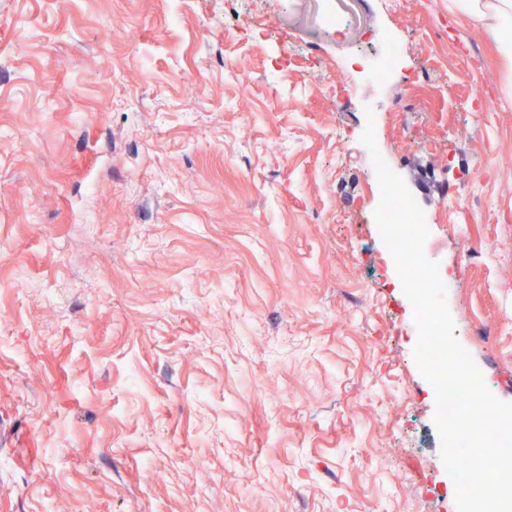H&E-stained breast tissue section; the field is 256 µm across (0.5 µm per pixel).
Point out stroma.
Masks as SVG:
<instances>
[{
    "mask_svg": "<svg viewBox=\"0 0 512 512\" xmlns=\"http://www.w3.org/2000/svg\"><path fill=\"white\" fill-rule=\"evenodd\" d=\"M376 33L402 52L380 86ZM504 76L448 0H245L231 29L224 0H0V512H458L356 135L512 402Z\"/></svg>",
    "mask_w": 512,
    "mask_h": 512,
    "instance_id": "stroma-1",
    "label": "stroma"
}]
</instances>
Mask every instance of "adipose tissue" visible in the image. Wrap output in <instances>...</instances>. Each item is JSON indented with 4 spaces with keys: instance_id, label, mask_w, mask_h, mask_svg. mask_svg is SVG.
Here are the masks:
<instances>
[{
    "instance_id": "obj_1",
    "label": "adipose tissue",
    "mask_w": 512,
    "mask_h": 512,
    "mask_svg": "<svg viewBox=\"0 0 512 512\" xmlns=\"http://www.w3.org/2000/svg\"><path fill=\"white\" fill-rule=\"evenodd\" d=\"M448 10L494 36L503 60L512 61V0H448Z\"/></svg>"
}]
</instances>
